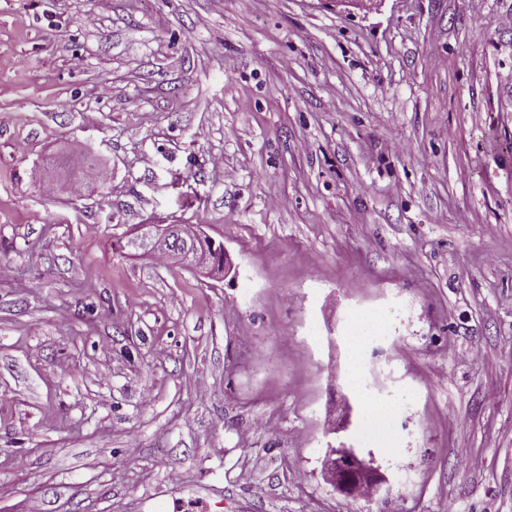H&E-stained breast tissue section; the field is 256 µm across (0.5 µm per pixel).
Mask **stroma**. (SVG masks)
<instances>
[{"label": "stroma", "instance_id": "stroma-1", "mask_svg": "<svg viewBox=\"0 0 512 512\" xmlns=\"http://www.w3.org/2000/svg\"><path fill=\"white\" fill-rule=\"evenodd\" d=\"M0 265V512H512V0H0ZM180 226L174 234L162 233L143 242L142 247L154 256H161L166 260H174L181 265L183 262V242L187 243L190 237L199 236L200 232L187 224H168ZM389 314H377L354 320L348 329V336L361 346L362 342L377 340L385 333V324ZM412 403L405 401L395 403L388 407L387 411L374 419H369L362 430V436L365 439H371L378 431H386L396 426L397 422L403 417H410ZM334 449V450H333ZM336 455L338 457H342L343 460H341V463L339 465L341 470L349 471L351 470V464L347 461L349 460L352 462L353 470L351 473L344 474V488L348 487L351 483V480L353 478L354 472H364L368 474H374L369 464H367L364 460L360 459L352 450L349 448H345L342 446V448H329L327 452V456L333 460L335 459ZM345 459V460H344Z\"/></svg>", "mask_w": 512, "mask_h": 512}]
</instances>
